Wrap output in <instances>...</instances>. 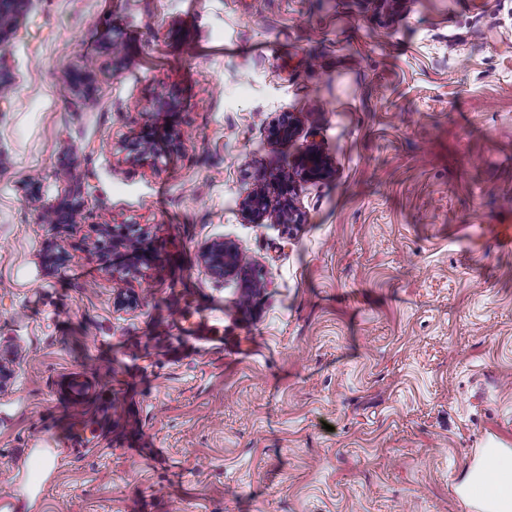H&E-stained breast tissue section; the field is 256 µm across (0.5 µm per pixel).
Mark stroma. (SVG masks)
Instances as JSON below:
<instances>
[{"instance_id":"1","label":"stroma","mask_w":512,"mask_h":512,"mask_svg":"<svg viewBox=\"0 0 512 512\" xmlns=\"http://www.w3.org/2000/svg\"><path fill=\"white\" fill-rule=\"evenodd\" d=\"M0 61L8 512H473L477 448H512V0H26ZM313 142L300 223H245ZM222 239L251 295L205 272ZM211 309L223 347L180 353ZM46 434L53 480L11 496ZM88 384L84 376L74 374L55 389L54 395L70 405H79L88 397Z\"/></svg>"}]
</instances>
